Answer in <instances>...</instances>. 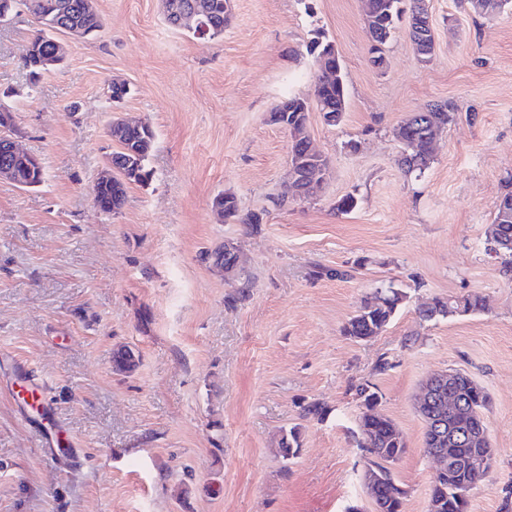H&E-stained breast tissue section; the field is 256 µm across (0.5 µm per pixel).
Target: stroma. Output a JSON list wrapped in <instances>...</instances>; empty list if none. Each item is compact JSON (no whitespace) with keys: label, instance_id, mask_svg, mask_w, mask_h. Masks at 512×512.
Segmentation results:
<instances>
[{"label":"stroma","instance_id":"1","mask_svg":"<svg viewBox=\"0 0 512 512\" xmlns=\"http://www.w3.org/2000/svg\"><path fill=\"white\" fill-rule=\"evenodd\" d=\"M95 4L100 31L66 37L65 62L34 85L23 65L33 16L0 26V104L44 168L35 187L0 181V512H374L353 391L365 380L407 444L392 466L403 512H428L436 464L415 403L439 371L469 375L490 397L496 455L469 512H502L512 273L486 238L512 191V11L427 0L431 60L419 61L401 22L378 67L362 0H233L209 42L167 26L161 0ZM317 38L345 75L335 126L312 104ZM116 82L129 89L118 102ZM291 97L311 102L307 131L330 172L282 205L290 137L269 116ZM436 102L454 119L429 167L408 171L398 129ZM119 116L150 124L153 176L129 185L112 215L92 186L118 149L108 128ZM225 192L262 224L220 221L212 203ZM348 194L356 208L338 212ZM226 242L241 277L205 257ZM317 266L343 275L313 279ZM387 286L407 294L387 327L344 336L363 297ZM471 293L485 311L419 317L434 298ZM121 349L138 357L135 371L116 370ZM382 357L393 364L384 373ZM23 365L46 381L74 452L40 446V422L11 388ZM314 400L325 420L304 415ZM292 429L301 448L286 459L278 442Z\"/></svg>","mask_w":512,"mask_h":512}]
</instances>
